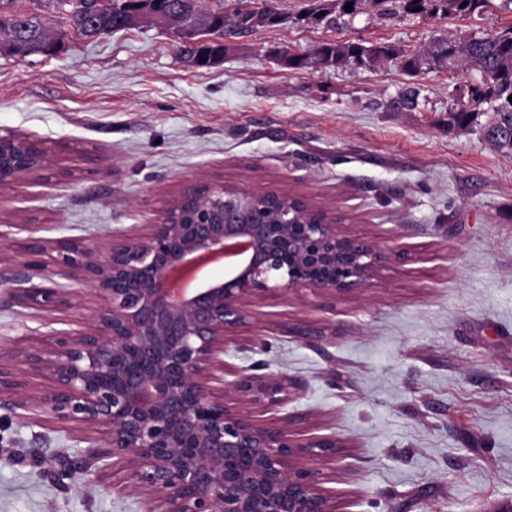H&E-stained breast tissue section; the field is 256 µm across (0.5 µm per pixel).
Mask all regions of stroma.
<instances>
[{
  "label": "stroma",
  "mask_w": 512,
  "mask_h": 512,
  "mask_svg": "<svg viewBox=\"0 0 512 512\" xmlns=\"http://www.w3.org/2000/svg\"><path fill=\"white\" fill-rule=\"evenodd\" d=\"M274 5L283 23L228 36L223 59L197 68L167 27L87 39L59 0H16L63 48L0 52V133L51 150L45 170L0 191V280L20 269L28 238L137 237L201 180L328 209L396 257L347 295L252 303L224 342L225 381H292L287 403L251 412L288 420L300 438L343 441L319 461L338 512H499L512 504V154L436 124L478 75L409 73L395 57L297 71L277 55L326 41L412 52L441 29L510 25L512 10L493 0L458 20L371 9L331 29L306 17L307 0ZM410 86L419 108L389 111ZM97 303L84 288L47 317L0 287V359L86 321ZM80 455L48 414L0 407V512H150L122 476L106 491L81 474Z\"/></svg>",
  "instance_id": "35a3bbf8"
}]
</instances>
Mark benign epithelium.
<instances>
[{
	"label": "benign epithelium",
	"mask_w": 512,
	"mask_h": 512,
	"mask_svg": "<svg viewBox=\"0 0 512 512\" xmlns=\"http://www.w3.org/2000/svg\"><path fill=\"white\" fill-rule=\"evenodd\" d=\"M49 153L38 140L0 134V189L46 168ZM393 253L334 220L300 219L281 192L205 182L135 238H31L23 271L6 282L13 303L49 314L75 306L78 294L60 276L100 305L91 322L19 351L49 380L34 395L0 362V403L52 415L86 444L81 473L110 488L115 470L127 472L155 499L153 512H336L314 461L340 441L298 439L288 423L245 411L286 403L289 380L249 374L218 389L215 369L256 299L352 292Z\"/></svg>",
	"instance_id": "benign-epithelium-1"
}]
</instances>
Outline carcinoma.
<instances>
[{"label":"carcinoma","instance_id":"obj_1","mask_svg":"<svg viewBox=\"0 0 512 512\" xmlns=\"http://www.w3.org/2000/svg\"><path fill=\"white\" fill-rule=\"evenodd\" d=\"M71 6L70 17L74 24L88 25L93 36L100 37L121 30L129 14L148 10L157 13L164 21L182 24L193 22L207 25L216 31L236 29L242 34L257 27L274 26L284 21L273 7L264 17L255 18L248 11H239L233 17L224 11L206 9L202 0H115V8L109 16H99L96 0H60ZM490 0H334L332 7H320L312 14L331 28L339 26L346 15L352 17L364 10L379 6L383 14L395 17L401 13H420L440 18L473 17L481 15ZM13 0H0V44L24 53V55L51 54L58 49V41L47 32L36 16L21 15L9 11ZM352 11L346 12L345 5ZM392 51L385 46L365 45L357 42L326 41L319 44L310 55L282 53L278 61L293 70L312 67H343L354 62L373 67L387 58ZM180 55L192 59L197 67L213 64L224 55V46L215 43L202 44L192 49H180ZM401 65L407 72H416L424 66L443 67L448 59L466 70H475L480 79L474 83L475 104L489 105V116L483 123L478 121L480 112L459 105L448 107V130H478L491 145L512 154V25L498 31L473 32L464 41L460 34L443 32L432 38L423 50L411 55L400 51ZM420 91L409 87L388 102L394 112L414 111L420 105Z\"/></svg>","mask_w":512,"mask_h":512}]
</instances>
